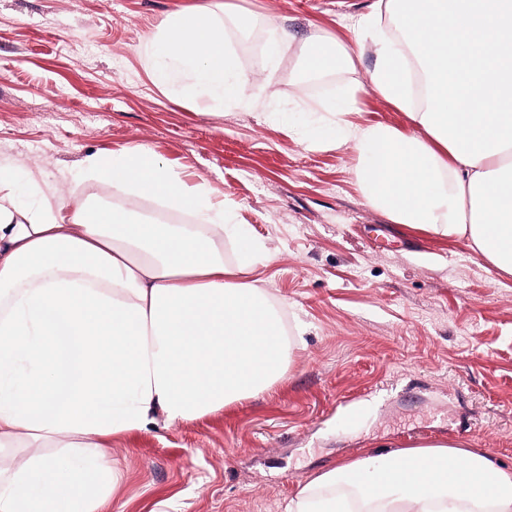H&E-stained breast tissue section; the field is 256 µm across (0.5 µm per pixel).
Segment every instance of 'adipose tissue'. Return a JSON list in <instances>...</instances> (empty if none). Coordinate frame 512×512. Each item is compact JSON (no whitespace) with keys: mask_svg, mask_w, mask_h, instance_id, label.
Instances as JSON below:
<instances>
[{"mask_svg":"<svg viewBox=\"0 0 512 512\" xmlns=\"http://www.w3.org/2000/svg\"><path fill=\"white\" fill-rule=\"evenodd\" d=\"M222 0L176 11L146 42L150 81L203 107L240 101ZM354 43L306 46L322 73L372 50L374 89L416 131L357 126L355 95L306 142L352 146L362 198L392 221L472 249L512 275V0H378ZM419 69L423 101L408 77ZM86 175L191 216L158 224L121 207L44 196L20 207L0 165V512H103L116 480L112 437L204 417L284 381L294 339L251 280L270 255L223 203L185 183L149 147L95 152ZM239 260L224 262V234ZM49 448L65 449L61 458ZM286 512H512V466L436 443L369 452L310 480Z\"/></svg>","mask_w":512,"mask_h":512,"instance_id":"1","label":"adipose tissue"}]
</instances>
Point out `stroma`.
I'll return each instance as SVG.
<instances>
[{
	"label": "stroma",
	"instance_id": "stroma-1",
	"mask_svg": "<svg viewBox=\"0 0 512 512\" xmlns=\"http://www.w3.org/2000/svg\"><path fill=\"white\" fill-rule=\"evenodd\" d=\"M197 2L0 0V161L21 203L44 189L174 220L160 201L81 175L87 154L148 145L269 251L251 277L286 301L283 322L303 338L270 391L113 438L111 512H284L313 476L383 446L449 440L511 464L512 276L466 239L366 206L353 147L313 148L264 118L315 127L319 104L352 88L353 124L411 132L372 89V52L304 71L310 39L352 43L349 16L377 0H226L245 101L214 113L147 76L145 40ZM271 23L288 35L274 64Z\"/></svg>",
	"mask_w": 512,
	"mask_h": 512
}]
</instances>
